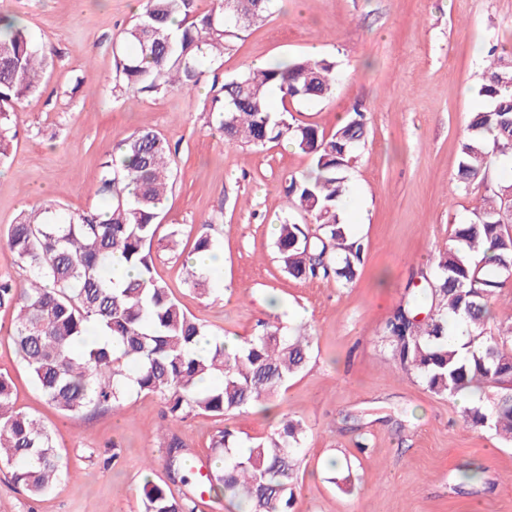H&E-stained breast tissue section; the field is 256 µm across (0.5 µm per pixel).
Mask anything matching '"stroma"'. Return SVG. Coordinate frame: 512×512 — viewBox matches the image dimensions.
Segmentation results:
<instances>
[{"instance_id":"1","label":"stroma","mask_w":512,"mask_h":512,"mask_svg":"<svg viewBox=\"0 0 512 512\" xmlns=\"http://www.w3.org/2000/svg\"><path fill=\"white\" fill-rule=\"evenodd\" d=\"M0 13L20 19L53 59L40 94L12 116L11 159L0 166V279L26 282L5 242L21 212L45 200L69 213L95 204L105 153L153 127L178 147L155 238L157 278L213 337L246 338L266 319L304 326L313 338L307 367L272 403L306 427L293 512H512V444L467 426L459 399L428 391L385 334L406 290L424 287L438 251L471 217L475 195L451 184L459 135L483 106L476 89L489 48L512 66V0H277L272 17L215 65L221 82L258 59L315 52L337 61L334 95L291 104L287 117L327 133L354 110L367 117L343 215L366 252L346 285L294 279L276 252L279 224L304 220L285 187L311 170L309 156L284 142L224 141L208 127L207 82L190 97L113 96L115 41L135 14L131 0H0ZM207 218L224 262L216 293L203 297L184 284L192 236L177 252L163 242L172 226ZM11 325V311L0 309V372L14 383L16 407L54 431L67 473L33 496L0 464V512H140L145 480L167 478L160 398L133 392L116 408L61 415L20 361ZM225 426L246 440L272 433L276 421L257 406L221 421L192 416L175 431L193 464L205 466Z\"/></svg>"}]
</instances>
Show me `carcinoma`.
<instances>
[{"instance_id": "carcinoma-1", "label": "carcinoma", "mask_w": 512, "mask_h": 512, "mask_svg": "<svg viewBox=\"0 0 512 512\" xmlns=\"http://www.w3.org/2000/svg\"><path fill=\"white\" fill-rule=\"evenodd\" d=\"M144 0L136 20L121 32L113 91L128 98L171 92L192 94L233 39L272 15V0ZM477 88L486 106L473 113L459 143L454 190L483 186L472 218L456 226L438 252L426 288L410 292L385 325L400 363L415 371L435 395L457 397L470 388L495 390L463 411L475 428L512 440V322L488 328L490 303L512 280V181L485 185L499 158L512 157V67L496 50ZM49 56L19 20L0 16V161L11 152V114L40 91ZM336 62L300 57L251 68L224 81L210 100L209 124L232 144L264 146L287 141L308 155L312 171L286 186L292 208L317 225L284 220L276 241L288 275L334 276L352 281L364 247L350 238L342 205L350 192L355 149L368 126L356 111L330 134L288 122V100L319 102L332 96ZM283 110L270 108L271 91ZM176 149L156 130H134L100 166L94 195L102 205L63 214L44 203L20 214L7 245L28 272L26 285L0 281V308L14 312L9 337L46 401L63 415L90 406L114 407L133 389L164 401V416L177 424L191 415L222 419L270 402L310 357V337L290 336L276 322L260 321L252 336L229 353L214 339L205 354L195 349L206 325L188 314L169 286L154 275L153 242L167 194L174 184ZM120 260L135 271L113 278ZM185 284L199 295L215 292L211 273L185 265ZM429 307V319L416 320ZM464 327L465 352L448 347ZM112 339L99 344L96 335ZM304 424L286 413L276 431L247 443L220 428L210 448L224 461L202 476L206 490L243 506L242 512H288L298 480ZM169 482L188 484L187 445L174 432L160 435ZM0 462L30 495H42L64 473L53 433L15 408L13 382L0 374ZM187 493L168 482L146 481L141 512H194Z\"/></svg>"}]
</instances>
